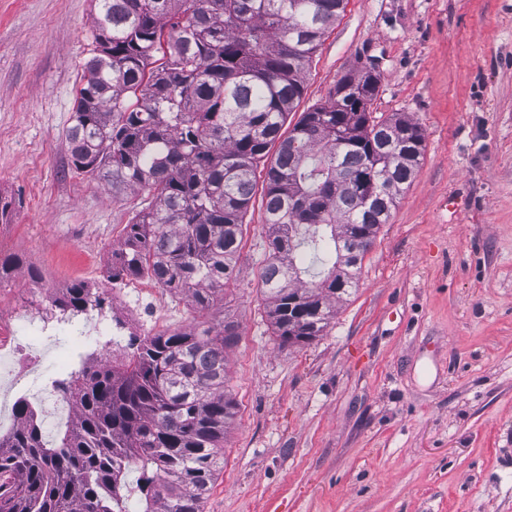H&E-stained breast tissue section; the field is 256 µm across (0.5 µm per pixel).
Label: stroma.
Returning a JSON list of instances; mask_svg holds the SVG:
<instances>
[{
    "instance_id": "stroma-1",
    "label": "stroma",
    "mask_w": 512,
    "mask_h": 512,
    "mask_svg": "<svg viewBox=\"0 0 512 512\" xmlns=\"http://www.w3.org/2000/svg\"><path fill=\"white\" fill-rule=\"evenodd\" d=\"M93 10L0 0V252L19 264L0 311L52 312L80 281L115 333L143 336L133 281L105 280L137 199L69 166ZM364 65L374 116L407 115L424 153L323 336L281 344L265 312L263 162L212 308L160 292L163 328L238 326L236 417L203 512H512V0H345L286 128Z\"/></svg>"
}]
</instances>
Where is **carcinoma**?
Here are the masks:
<instances>
[{
	"instance_id": "1",
	"label": "carcinoma",
	"mask_w": 512,
	"mask_h": 512,
	"mask_svg": "<svg viewBox=\"0 0 512 512\" xmlns=\"http://www.w3.org/2000/svg\"><path fill=\"white\" fill-rule=\"evenodd\" d=\"M345 0H95L96 47L68 130L76 170L139 193L113 284L146 276L203 312L232 274L256 163L266 172L262 294L273 333L305 344L357 285L362 260L416 173L421 128L370 111L378 76L344 75L326 104L281 129ZM321 246L302 278L293 253ZM67 319L103 309L82 282L51 299ZM238 336L190 327L134 338L118 362L80 358L52 387L75 423L45 440L24 397L0 441V512H202L236 402L224 387Z\"/></svg>"
}]
</instances>
